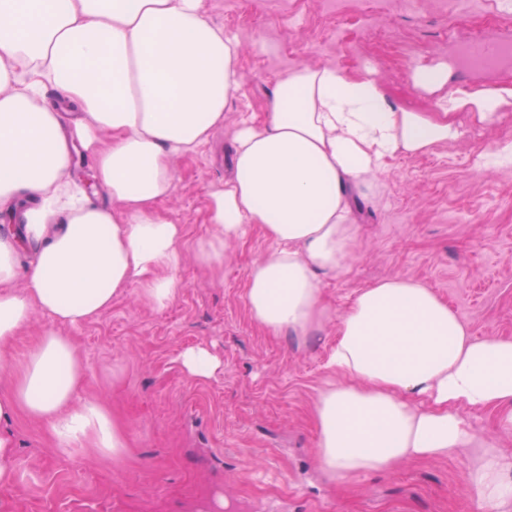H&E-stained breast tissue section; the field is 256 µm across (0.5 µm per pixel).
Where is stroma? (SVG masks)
<instances>
[{
  "mask_svg": "<svg viewBox=\"0 0 512 512\" xmlns=\"http://www.w3.org/2000/svg\"><path fill=\"white\" fill-rule=\"evenodd\" d=\"M226 2L205 0V9L241 46V85L223 129L176 160L173 192L161 204L182 224L189 246L210 232L207 192L230 173L237 124L262 111L278 75L300 64L336 65L379 79L407 106L436 109V96L417 90L412 69L392 61L363 68L373 48L359 29L344 35L341 48L324 47L323 0H252L260 32ZM448 20L438 0H415L409 9L389 0L370 23L415 45L420 66L434 68L445 61L437 32ZM292 42L304 45L301 59L289 58ZM456 120L479 127L480 136L390 159L379 196L359 200L355 255L343 274L323 283V300L336 315L379 280L413 277L433 288L475 336L512 338V167L485 171L467 163L468 156L512 141V100L490 120L467 109ZM270 249L260 226L249 225L226 247L222 278L186 257V286L166 309L145 304L133 286L96 320L71 330L86 365L82 393L109 405L127 425L130 452L116 460L90 451L64 456L44 426L18 416L7 426L17 444V478L0 488L12 512H197L196 503L215 492L252 499L256 512H473L463 451L406 461L349 486L322 475L311 406L326 377L336 325L297 346L250 320L248 270ZM198 346L221 361L205 379L190 376L179 360Z\"/></svg>",
  "mask_w": 512,
  "mask_h": 512,
  "instance_id": "35a3bbf8",
  "label": "stroma"
}]
</instances>
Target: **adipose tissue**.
Returning a JSON list of instances; mask_svg holds the SVG:
<instances>
[{
  "mask_svg": "<svg viewBox=\"0 0 512 512\" xmlns=\"http://www.w3.org/2000/svg\"><path fill=\"white\" fill-rule=\"evenodd\" d=\"M239 55L204 0H0V215L21 225L0 234V424L22 414L60 449L127 453V428L82 397L86 366L62 330L93 320L129 286L159 310L183 288V227L160 205L175 158L223 128ZM50 88L77 119L48 102ZM504 102L497 90L461 91L422 112L337 66L295 67L264 112L237 125L232 175L207 193L211 232L189 253L221 274L225 245L260 225L272 249L248 271L250 316L271 335L306 341L332 315L323 279L345 270L354 206L376 192L387 161L455 139L457 111L485 119ZM76 143L108 203L68 179ZM22 251L33 255L24 266ZM36 310L50 326L12 363L7 346ZM327 368L313 416L331 481L468 449L478 512L512 506V453L462 415L494 410L512 428V339L473 336L426 283L397 276L355 297Z\"/></svg>",
  "mask_w": 512,
  "mask_h": 512,
  "instance_id": "obj_1",
  "label": "adipose tissue"
}]
</instances>
